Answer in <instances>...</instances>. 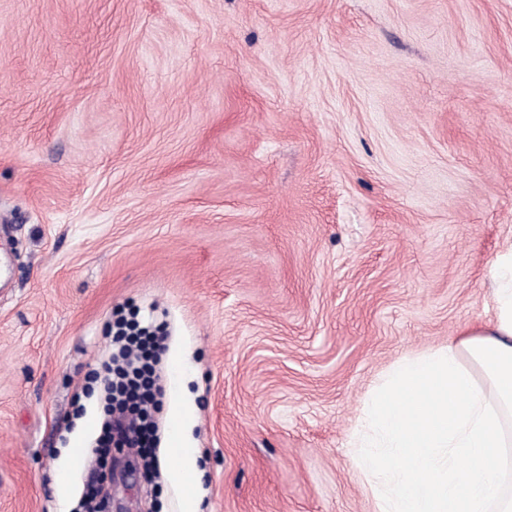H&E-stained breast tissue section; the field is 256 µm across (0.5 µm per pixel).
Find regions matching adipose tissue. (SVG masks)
<instances>
[{
  "label": "adipose tissue",
  "instance_id": "1",
  "mask_svg": "<svg viewBox=\"0 0 512 512\" xmlns=\"http://www.w3.org/2000/svg\"><path fill=\"white\" fill-rule=\"evenodd\" d=\"M494 285V321L480 327L464 326L458 336L449 338L446 351L472 376L482 377L483 394L506 428L512 426V252L496 260ZM194 412L188 400L177 401L171 407L177 425L171 444L179 450L175 479L182 492L184 512H196L195 489L200 479L191 439Z\"/></svg>",
  "mask_w": 512,
  "mask_h": 512
}]
</instances>
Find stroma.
Wrapping results in <instances>:
<instances>
[{
    "label": "stroma",
    "instance_id": "obj_1",
    "mask_svg": "<svg viewBox=\"0 0 512 512\" xmlns=\"http://www.w3.org/2000/svg\"><path fill=\"white\" fill-rule=\"evenodd\" d=\"M511 248L512 0H0V512H76L121 316L167 339L113 512H182L180 397L198 512H374L365 400ZM194 412V405L188 400H179L171 407V418L177 425L171 445L182 449L177 456L175 479L182 492L184 512H197L195 489L200 479V471L191 439Z\"/></svg>",
    "mask_w": 512,
    "mask_h": 512
}]
</instances>
